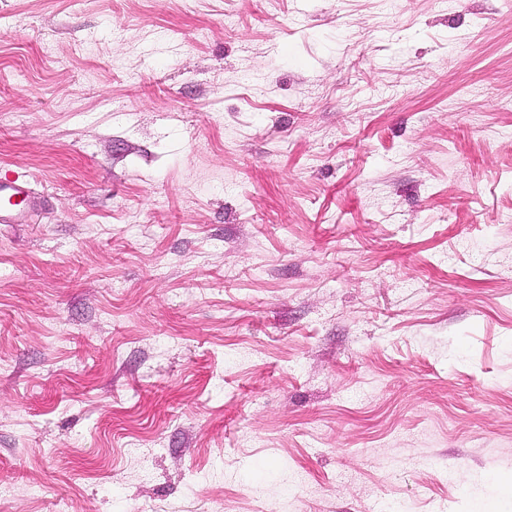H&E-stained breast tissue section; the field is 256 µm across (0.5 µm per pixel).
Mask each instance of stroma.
Instances as JSON below:
<instances>
[{
    "label": "stroma",
    "mask_w": 512,
    "mask_h": 512,
    "mask_svg": "<svg viewBox=\"0 0 512 512\" xmlns=\"http://www.w3.org/2000/svg\"><path fill=\"white\" fill-rule=\"evenodd\" d=\"M0 512H512V0H0ZM46 202L44 192H34L25 181L0 178V224H31Z\"/></svg>",
    "instance_id": "stroma-1"
}]
</instances>
